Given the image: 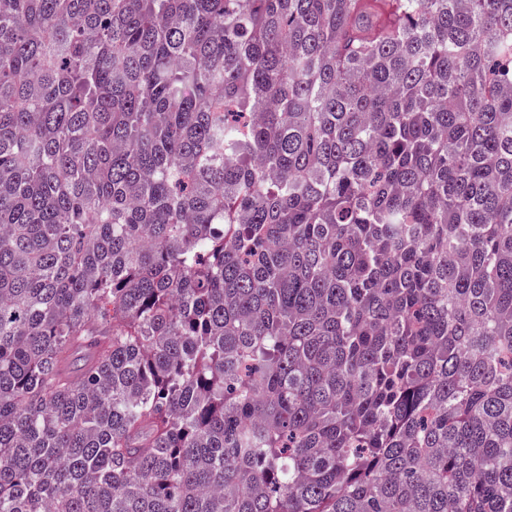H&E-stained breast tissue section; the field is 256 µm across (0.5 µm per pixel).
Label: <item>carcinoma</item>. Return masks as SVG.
Wrapping results in <instances>:
<instances>
[{
  "mask_svg": "<svg viewBox=\"0 0 512 512\" xmlns=\"http://www.w3.org/2000/svg\"><path fill=\"white\" fill-rule=\"evenodd\" d=\"M0 512H512V0H0Z\"/></svg>",
  "mask_w": 512,
  "mask_h": 512,
  "instance_id": "cac0c4a2",
  "label": "carcinoma"
}]
</instances>
